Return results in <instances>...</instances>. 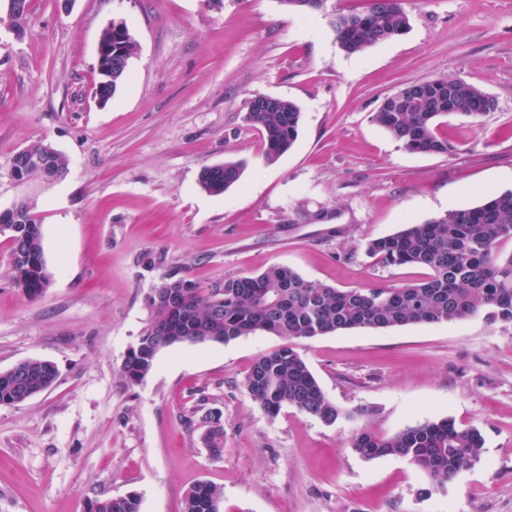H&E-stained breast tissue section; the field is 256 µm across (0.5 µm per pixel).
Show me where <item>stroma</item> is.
I'll return each instance as SVG.
<instances>
[{
	"mask_svg": "<svg viewBox=\"0 0 512 512\" xmlns=\"http://www.w3.org/2000/svg\"><path fill=\"white\" fill-rule=\"evenodd\" d=\"M367 0H30L22 33L0 0V209L34 207L51 284L32 300L9 279L0 234V371L55 363L57 383L0 405V512H88L136 493L140 512H181L200 482L221 512H512V323L352 329L294 342L325 395L355 412L328 425L293 407L269 416L245 378L283 346L259 333L161 350L127 385L122 365L167 277L205 288L277 265L336 288L389 287L422 269L386 266L368 241L512 189V0H406L411 28L359 54L331 21ZM125 21L134 53L107 102L102 31ZM458 77L498 102L446 118L451 150L414 153L371 116L406 84ZM257 96L295 101L302 124L277 162L247 118ZM68 160L20 184L13 155L36 143ZM241 160L240 182L201 189L203 167ZM217 414L224 451L205 447ZM444 418L478 426L480 459L444 488L393 457L365 459L357 428L391 436Z\"/></svg>",
	"mask_w": 512,
	"mask_h": 512,
	"instance_id": "1",
	"label": "stroma"
}]
</instances>
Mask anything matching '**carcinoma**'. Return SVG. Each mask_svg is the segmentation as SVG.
Segmentation results:
<instances>
[{
	"label": "carcinoma",
	"instance_id": "obj_1",
	"mask_svg": "<svg viewBox=\"0 0 512 512\" xmlns=\"http://www.w3.org/2000/svg\"><path fill=\"white\" fill-rule=\"evenodd\" d=\"M410 27L405 0H369L363 10L339 12L333 29L339 46L362 52L401 36ZM99 44L112 48V67L98 72L97 93L109 100L127 77L134 45L127 24L114 21ZM498 108L481 87L458 78L408 84L387 96L371 121L411 152L445 154L448 140L438 134L440 119L456 115L477 119ZM259 126L263 155L276 162L295 143L302 112L292 100L275 98L249 110ZM50 153L59 177L68 171L66 157L40 143L18 154ZM243 174L240 161L206 166L199 184L220 195ZM24 220L9 235L10 279L35 300L50 285L44 259L41 224L32 205L22 203ZM512 190L488 195L476 206L460 207L419 224H407L391 235L370 241L367 251L390 266L426 270L425 278L389 288L340 289L303 278L291 268L272 266L259 274L226 276L209 288L183 277H169L150 300L151 319L139 338V349L126 358L122 375L128 384L141 382L152 370L164 336L184 344H224L264 332L288 341L350 329H388L408 324L453 323L485 313L512 322ZM58 376L48 360L27 359L15 371H0V405H17L50 388ZM245 387L269 416L288 405L320 418L328 425L351 414L342 411L322 391L305 360L291 346L260 356ZM351 448L365 458L397 456L407 460L437 488L470 468L480 457L484 438L475 426H458L450 419L409 427L392 436L366 428L351 438ZM223 489L202 482L185 493L182 512H220ZM89 512H140V497L129 493L93 501Z\"/></svg>",
	"mask_w": 512,
	"mask_h": 512
}]
</instances>
